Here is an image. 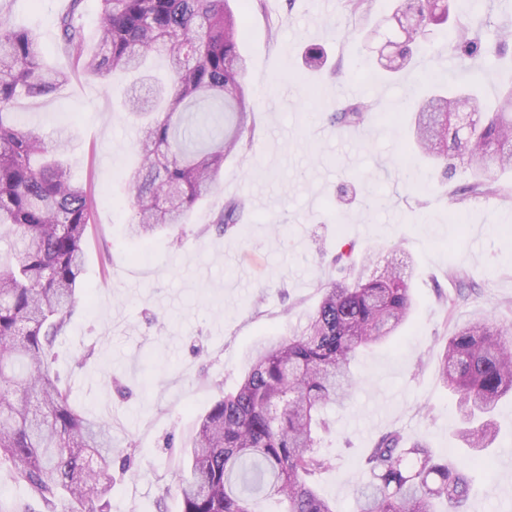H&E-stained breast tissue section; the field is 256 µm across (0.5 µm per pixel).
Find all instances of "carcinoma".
<instances>
[{
    "mask_svg": "<svg viewBox=\"0 0 512 512\" xmlns=\"http://www.w3.org/2000/svg\"><path fill=\"white\" fill-rule=\"evenodd\" d=\"M70 0L59 20L74 68L106 78L138 75L125 103L134 117L137 161L125 180L132 211L129 236L148 240L190 222L215 188L224 162L244 150L254 108L241 53L244 5L233 0H100L95 51L86 49L79 7ZM448 0H397L400 23L385 74L397 77L420 51L429 27L449 20ZM512 40V23L485 26L457 18L448 47L463 60L487 59ZM168 64L162 80L148 60ZM70 73L44 62L37 33L0 21V235L13 239L0 264V459L46 512H106L112 491V428L71 401L54 371L56 345L69 327L82 286L84 247L93 228L94 198L68 163L69 139L18 126L12 108L23 96L58 93ZM366 100L340 102L329 122L363 123ZM472 112L457 128L455 114ZM413 148L437 166L467 159L471 182L453 192L499 194L490 165H512V76L493 106L481 108L466 84L439 82L415 113ZM247 199L224 202L212 225L224 234L240 224ZM414 299L396 256L369 279L340 276L323 286L303 324L260 341L247 356L239 388L217 400L183 449L182 512H257L256 495L285 503L284 512H336L314 488L330 467L318 451L330 427L325 409L344 406L358 354L387 341L411 315ZM443 384L457 397L459 438L483 451L495 441L494 413L512 395V330L487 316L448 337L440 360ZM368 474L357 512H467L468 470L439 458L423 440L382 436L364 457Z\"/></svg>",
    "mask_w": 512,
    "mask_h": 512,
    "instance_id": "carcinoma-1",
    "label": "carcinoma"
}]
</instances>
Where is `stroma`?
I'll use <instances>...</instances> for the list:
<instances>
[{"instance_id": "obj_1", "label": "stroma", "mask_w": 512, "mask_h": 512, "mask_svg": "<svg viewBox=\"0 0 512 512\" xmlns=\"http://www.w3.org/2000/svg\"><path fill=\"white\" fill-rule=\"evenodd\" d=\"M394 0H371L354 16L343 0H249L243 51L255 127L245 157L224 163L218 186L183 228L143 242L128 237L129 210L117 202L132 162L134 120L121 106L122 78L72 77L56 95L22 98L18 125L47 135L71 132L76 181L91 186L95 229L85 246L88 300L75 306L54 365L74 402L112 422V442H135L116 475L110 512H181L176 473L197 419L234 392L256 342L287 335L305 320L336 275L333 259L352 241L365 276L389 252L408 265L411 320L389 343L358 357V383L336 426L322 435L332 466L315 481L338 512H355L359 466L383 435L426 441L437 456L459 447L456 399L439 378L443 346L457 326L487 313L512 326V173L496 197L454 200L470 181L466 164L442 173L411 161L398 121L415 93L451 79L460 62L446 26L405 79L382 77L378 50L395 31ZM68 0H0V19L34 30L48 63L68 70L59 18ZM328 66L304 67L307 45ZM341 64L340 76L328 68ZM373 105L357 137L325 119L345 86ZM243 196L239 228L210 223L226 200ZM490 458L467 461L468 512H512V397L495 414Z\"/></svg>"}]
</instances>
